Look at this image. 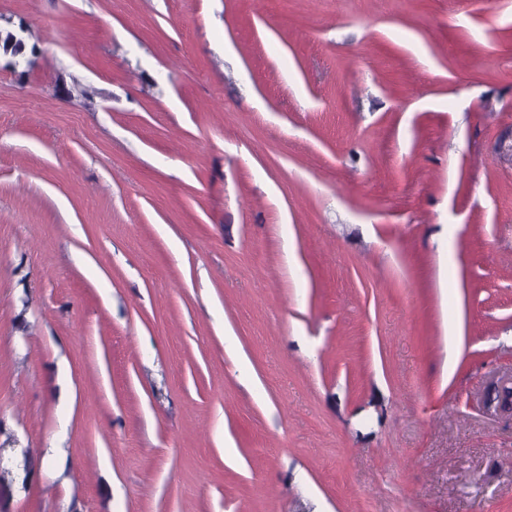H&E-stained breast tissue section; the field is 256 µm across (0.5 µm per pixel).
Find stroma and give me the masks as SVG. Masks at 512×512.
Here are the masks:
<instances>
[{
	"label": "stroma",
	"mask_w": 512,
	"mask_h": 512,
	"mask_svg": "<svg viewBox=\"0 0 512 512\" xmlns=\"http://www.w3.org/2000/svg\"><path fill=\"white\" fill-rule=\"evenodd\" d=\"M0 30V512H512V0Z\"/></svg>",
	"instance_id": "35a3bbf8"
}]
</instances>
